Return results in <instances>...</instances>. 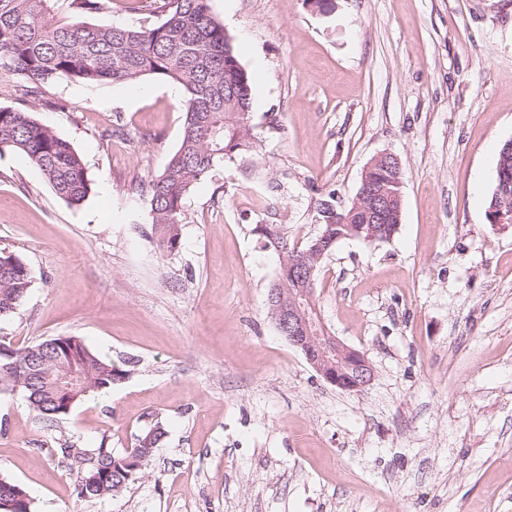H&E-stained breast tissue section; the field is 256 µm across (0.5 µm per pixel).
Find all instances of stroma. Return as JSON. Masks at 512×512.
I'll list each match as a JSON object with an SVG mask.
<instances>
[{
	"label": "stroma",
	"instance_id": "obj_1",
	"mask_svg": "<svg viewBox=\"0 0 512 512\" xmlns=\"http://www.w3.org/2000/svg\"><path fill=\"white\" fill-rule=\"evenodd\" d=\"M253 78L252 151L189 192L174 251L152 234L150 181L180 142L185 95L62 80L0 107L31 113L83 158L70 205L20 153L0 154V251L33 283L0 340L75 336L126 369L112 398L59 426L0 392V474L34 512H512V224L488 201L512 140V0H210ZM383 153L404 174L386 243L345 240L315 297L375 379L336 388L281 336L279 272L251 229L320 230ZM165 435L114 497L80 503L60 437L121 453Z\"/></svg>",
	"mask_w": 512,
	"mask_h": 512
}]
</instances>
